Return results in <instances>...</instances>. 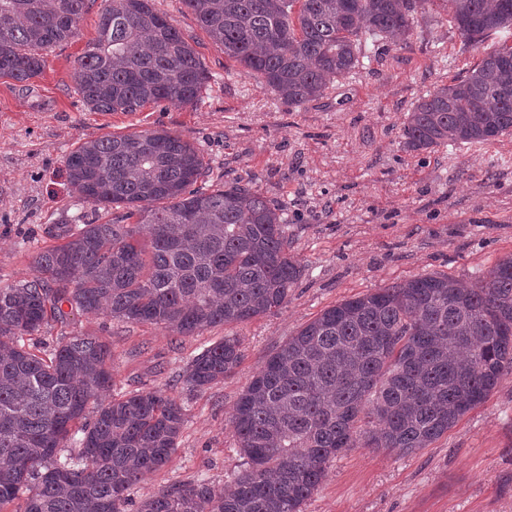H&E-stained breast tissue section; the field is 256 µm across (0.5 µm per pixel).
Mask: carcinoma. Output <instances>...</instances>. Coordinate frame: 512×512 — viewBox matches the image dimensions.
I'll return each instance as SVG.
<instances>
[{"label":"carcinoma","instance_id":"carcinoma-1","mask_svg":"<svg viewBox=\"0 0 512 512\" xmlns=\"http://www.w3.org/2000/svg\"><path fill=\"white\" fill-rule=\"evenodd\" d=\"M248 76L292 104L321 96L360 65L361 37H409L431 0H183ZM467 40L512 29V0H441ZM88 0H0V77L40 76L41 51L78 34ZM73 80L92 112L193 104L207 81L192 43L152 0H105L98 37ZM405 146L426 151L512 133V46L485 53L463 80L421 97ZM200 152L167 131L104 136L65 161L105 224H49L39 276L0 285V509L127 512L126 492L164 466L185 409L162 390H112V350L77 335L31 343L74 310L179 336L274 314L301 276L281 210L255 191L193 185ZM243 358L226 336L187 364L184 384L224 381ZM512 372V256L471 282L424 275L343 300L271 354L236 402L246 468L217 489L174 483L134 512H302L338 455L410 454L442 437ZM375 429L358 430L360 417ZM75 455L58 457L68 443Z\"/></svg>","mask_w":512,"mask_h":512}]
</instances>
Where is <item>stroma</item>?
I'll return each mask as SVG.
<instances>
[{
	"label": "stroma",
	"mask_w": 512,
	"mask_h": 512,
	"mask_svg": "<svg viewBox=\"0 0 512 512\" xmlns=\"http://www.w3.org/2000/svg\"><path fill=\"white\" fill-rule=\"evenodd\" d=\"M103 3L91 0L78 37L45 51L29 86L0 78V285L35 276L45 225L113 218L68 186L70 152L145 130L179 135L201 152L200 191L239 185L278 204L288 252L303 268L278 314L236 327L178 336L74 312L37 334L47 347L99 337L112 348L115 390L161 389L185 407L170 461L131 488L137 503L176 482L234 483L243 463L235 402L266 358L323 310L418 275L470 279L512 255V134L418 152L403 136L420 97L464 78L485 50L511 45L512 29L474 44L448 15L431 13L408 40L362 36L361 65L295 105L244 75L182 0H154L191 38L209 79L189 106L102 114L83 104L72 73L97 36ZM227 336L242 341L240 365L223 383L188 389L187 363ZM303 512H512V375L429 447L408 455L359 447L337 457Z\"/></svg>",
	"instance_id": "stroma-1"
}]
</instances>
